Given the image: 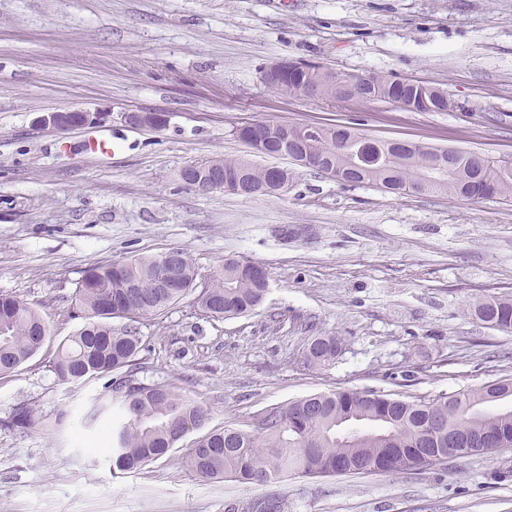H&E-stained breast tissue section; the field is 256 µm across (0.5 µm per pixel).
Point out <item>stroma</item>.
<instances>
[{
    "instance_id": "35a3bbf8",
    "label": "stroma",
    "mask_w": 512,
    "mask_h": 512,
    "mask_svg": "<svg viewBox=\"0 0 512 512\" xmlns=\"http://www.w3.org/2000/svg\"><path fill=\"white\" fill-rule=\"evenodd\" d=\"M303 60L344 73L409 77L457 109L284 96L267 67ZM62 110L99 122L59 131ZM163 112L165 128L120 115ZM321 123L382 140L512 159V0H0V294L29 302L48 335L0 376V512H224L273 497L284 512H512V450L399 474L212 482L185 465L202 436L250 429L273 405L344 389L435 398L512 378V330L471 304L512 295V200L397 196L253 156L241 122ZM106 135L112 152L93 155ZM289 168L286 192L202 193L181 169L214 157ZM188 252L199 282L225 259L264 265L260 308L214 318L187 294L138 319L140 381L166 384L207 418L133 472L87 446L108 406L103 377L61 382L60 343L84 320L71 298L94 264ZM339 338L326 368L304 366L310 337ZM35 413L12 425L19 406ZM63 425H55L57 414ZM510 478H503V471ZM99 113L81 110H67L52 112L43 116L42 122L59 131H66L75 127L90 125L99 119Z\"/></svg>"
}]
</instances>
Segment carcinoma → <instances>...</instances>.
<instances>
[{
	"instance_id": "obj_1",
	"label": "carcinoma",
	"mask_w": 512,
	"mask_h": 512,
	"mask_svg": "<svg viewBox=\"0 0 512 512\" xmlns=\"http://www.w3.org/2000/svg\"><path fill=\"white\" fill-rule=\"evenodd\" d=\"M338 72L301 64L270 81V87L288 96H300L313 85L328 100L338 97ZM364 84L363 99H388L409 112H441L448 108V91L413 78L377 74L348 75ZM343 127L324 125L311 131L306 124H290L282 131L271 122L268 141L279 144L283 135L301 151L336 165L342 182L375 185L398 195L440 194L471 200L512 199V161H491L480 155L465 169L448 166L447 148L409 143L411 149L393 151L381 141L389 160L358 175L346 170L336 139ZM201 176L214 169L236 175L253 188L267 180L266 169L244 158H213L194 163ZM178 271L169 286L160 287L162 255L98 263L89 267L75 289V306L87 323L60 346L54 370L64 382L88 376L116 375L110 380L112 403L122 418L115 423L107 450L119 471H133L168 453L187 434L202 425L206 411L176 394L165 384L135 380L140 369L142 339L130 325L112 326L111 319L158 316L196 287L192 258L177 250ZM256 263L226 259L224 269L198 295L199 308L211 317L232 318L260 307L268 289L254 277ZM472 314L499 330L512 329V298L491 296L472 304ZM47 325L30 303L0 294V374L17 369L43 345ZM341 343L334 336H314L303 353L309 368L335 363ZM512 398V380L491 381L469 391L432 399L404 400L372 390H345L314 394L270 407L255 416L253 429L227 428L199 439L186 457L187 467L208 481L230 479L266 483L285 477H325L342 474L390 473L436 466L438 458H416L385 469L381 462L390 448L423 446L433 433L436 444L448 445V434L478 438L512 433V409L495 405Z\"/></svg>"
}]
</instances>
